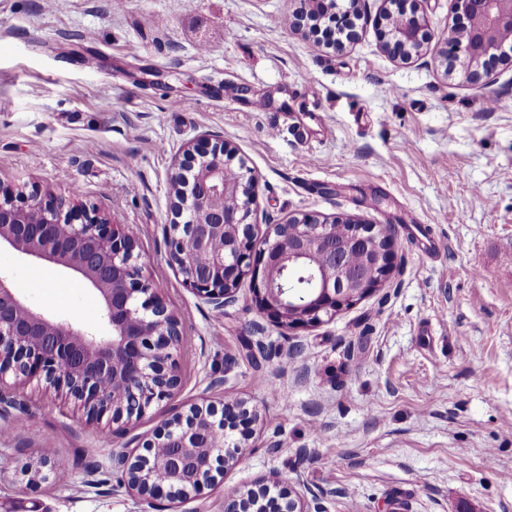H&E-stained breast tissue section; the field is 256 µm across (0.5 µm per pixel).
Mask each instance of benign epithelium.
<instances>
[{"instance_id": "1", "label": "benign epithelium", "mask_w": 512, "mask_h": 512, "mask_svg": "<svg viewBox=\"0 0 512 512\" xmlns=\"http://www.w3.org/2000/svg\"><path fill=\"white\" fill-rule=\"evenodd\" d=\"M288 27L327 15L337 25L329 48L341 52L362 39L360 0H302ZM382 51L394 61L419 57L432 38L425 13L407 0H383ZM453 25L444 54L448 73L479 82L500 65L512 63L503 51L512 34V0H450ZM191 143L185 162L172 176L178 220L169 225L170 260L186 285L216 311L234 296L249 274H261L254 288L259 311L288 327H315L385 287L394 267V238L373 225L356 223L336 239L334 224L319 213L293 214L254 238L256 177L235 169L236 152L224 140L205 136ZM47 261L82 276L102 303L101 323L71 322L32 307L9 277L0 274V405L15 407L16 386L7 382L42 377L65 393L88 419L107 416L123 436L154 403L173 402L180 391L174 359L184 340L180 321L160 289L144 278L129 224L89 208L79 194L41 193L0 180V250ZM364 252L366 272L348 262ZM257 418L241 399L222 407L175 405L170 417L142 448L112 449V470L140 499L177 503L201 501L224 470L236 466L247 445L235 432ZM46 482L54 461L43 458L24 470ZM267 484L224 496V512H267ZM273 512H306L301 497L280 490Z\"/></svg>"}]
</instances>
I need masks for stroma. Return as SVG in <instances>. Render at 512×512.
Here are the masks:
<instances>
[{"label": "stroma", "instance_id": "obj_1", "mask_svg": "<svg viewBox=\"0 0 512 512\" xmlns=\"http://www.w3.org/2000/svg\"><path fill=\"white\" fill-rule=\"evenodd\" d=\"M297 6L0 0V178L78 190L133 225L182 322L181 401L259 412L202 512L276 477L308 512H512V67L445 77L449 0H423L435 38L407 63L380 48L383 0H361L365 34L340 53L288 29ZM206 134L257 177L255 237L301 212L395 227L386 288L308 328L261 315L249 276L223 312L203 303L168 262V226L170 178ZM0 271L36 308L101 320L57 266L5 250ZM19 397L0 414V512H188L112 471L113 448L151 438L164 406L122 440L42 380ZM44 455L66 470L26 484L19 466Z\"/></svg>", "mask_w": 512, "mask_h": 512}]
</instances>
